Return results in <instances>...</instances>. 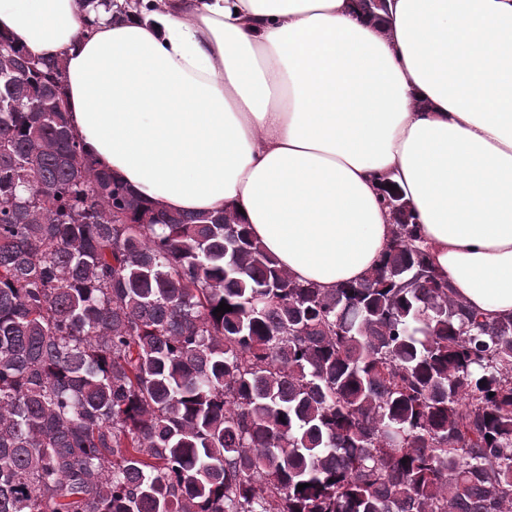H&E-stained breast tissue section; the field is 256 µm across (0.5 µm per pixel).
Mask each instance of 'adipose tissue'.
<instances>
[{
    "instance_id": "adipose-tissue-1",
    "label": "adipose tissue",
    "mask_w": 512,
    "mask_h": 512,
    "mask_svg": "<svg viewBox=\"0 0 512 512\" xmlns=\"http://www.w3.org/2000/svg\"><path fill=\"white\" fill-rule=\"evenodd\" d=\"M0 0V33L62 62L74 132L145 201L239 220L300 281L377 268L404 194L417 243L482 316L512 315V0Z\"/></svg>"
}]
</instances>
